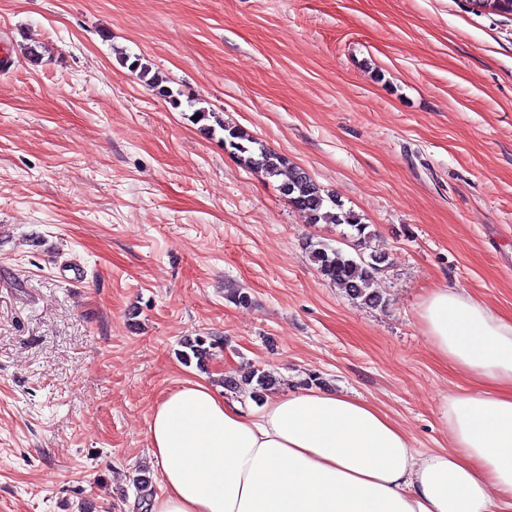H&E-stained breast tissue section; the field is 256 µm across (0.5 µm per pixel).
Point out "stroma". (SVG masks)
Wrapping results in <instances>:
<instances>
[{"mask_svg": "<svg viewBox=\"0 0 512 512\" xmlns=\"http://www.w3.org/2000/svg\"><path fill=\"white\" fill-rule=\"evenodd\" d=\"M0 512H141L148 426L189 382L316 380L448 447L485 391L426 336L453 287L512 318V16L467 0H0ZM179 93L162 99L124 57ZM303 168L385 255L370 307L306 254L351 251L191 115ZM251 303L230 302L231 289ZM219 336L206 369L186 339ZM150 485L136 489V469Z\"/></svg>", "mask_w": 512, "mask_h": 512, "instance_id": "1", "label": "stroma"}]
</instances>
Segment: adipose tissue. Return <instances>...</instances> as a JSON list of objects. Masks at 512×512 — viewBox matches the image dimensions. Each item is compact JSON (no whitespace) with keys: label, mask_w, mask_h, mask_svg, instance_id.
Returning <instances> with one entry per match:
<instances>
[{"label":"adipose tissue","mask_w":512,"mask_h":512,"mask_svg":"<svg viewBox=\"0 0 512 512\" xmlns=\"http://www.w3.org/2000/svg\"><path fill=\"white\" fill-rule=\"evenodd\" d=\"M421 318L486 392L452 397L449 448L420 452L376 406L317 389L256 409L187 383L156 405L150 512H512V322L441 289Z\"/></svg>","instance_id":"obj_1"}]
</instances>
